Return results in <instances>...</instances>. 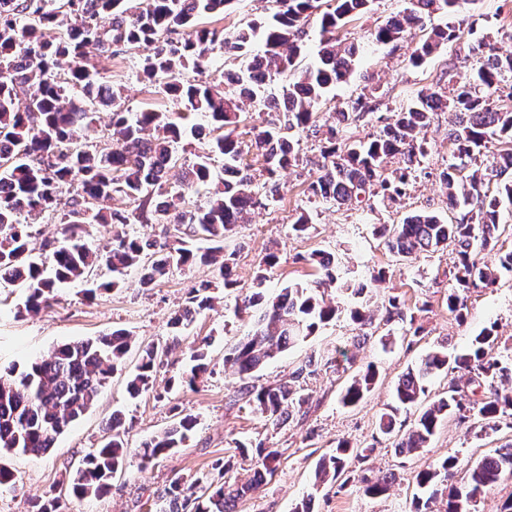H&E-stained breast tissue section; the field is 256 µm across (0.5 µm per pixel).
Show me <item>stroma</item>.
Masks as SVG:
<instances>
[{"instance_id":"obj_1","label":"stroma","mask_w":512,"mask_h":512,"mask_svg":"<svg viewBox=\"0 0 512 512\" xmlns=\"http://www.w3.org/2000/svg\"><path fill=\"white\" fill-rule=\"evenodd\" d=\"M409 0H374L370 10L346 27L347 37L365 45L349 81L333 90L319 107L333 111L360 93L372 96L377 109L350 125L347 138L364 140L376 133L383 119L415 100L423 89L439 88V80L449 67L468 73L475 59L467 55L468 43L489 36L500 54L512 53V0H473L466 10L472 20L463 25L456 41L441 46L418 69L407 67L406 58L426 31L443 26L438 13L425 17L423 29L413 31L410 40L391 44L373 42L370 33L389 16L408 8ZM272 13L270 0H233L221 15H206L201 25L227 32ZM141 53L126 48L120 55L97 58V68L110 83L123 89V103L130 111L145 108L173 110V103L140 79ZM451 127L448 113H438L426 133L428 153L423 160L426 176L412 182L400 207H392L379 197L337 206L312 197L309 185L320 174L323 162L321 142L301 139L299 166L283 171L276 182L278 190L267 206L252 212L248 223L237 225L224 238L225 251L235 253L233 270L236 288H217L214 309L198 314L181 334H174L169 319L188 301L192 289L212 282L213 267L199 265L175 270L154 288L139 286L140 274L130 271L119 288L89 299L87 287L111 280L103 266L95 268L89 281H75L57 290V300L37 314L22 313V288L0 282V370L24 365L46 355L57 345L92 338L123 328L136 342L170 344L171 350L158 365L154 388L130 398L127 382L137 365V351H130L125 364L112 375L97 402L77 422L61 434L54 448L34 456L20 452L0 455V465L10 469L13 484L0 488V512H34V505L47 492L60 488L82 458L99 447L106 437L105 422L113 412H121L128 454L124 468L112 480L103 496L69 498L68 512H149L157 496L176 478L209 473L219 459L230 461V476L243 481L250 477V462L242 458L239 445L276 449L279 465L275 475L258 492L239 501L236 512H293L306 495H313L316 512H410L416 487L412 474L447 457L457 462L448 478L459 483L466 470L493 448L512 441V430L487 435L444 421L428 448L414 456L395 455L390 443L379 432V417L393 403V388L407 367L417 362L439 343L449 348H465L473 336L495 326L501 344L495 355L512 360V273L501 272L498 284L489 290L471 292L464 320L448 311L450 270L455 261L452 251L432 257L406 260L388 251L377 229L382 224H398L417 211H427L443 221L458 218L449 209L448 198L439 181L440 172L452 162ZM308 216L309 228L302 234L291 231L300 216ZM277 248L279 264L266 293L298 282L313 285L318 275L305 258L321 251L334 258L342 275L366 283V298L374 312L372 325L360 328L349 318L356 298L329 289L326 298L339 307L336 320L321 326L309 339L298 342L270 360L258 373L261 383L288 380L292 371L311 353L332 359L346 351L350 361L344 370L335 365L322 367L309 378L305 391L310 400L301 411L278 428L272 427L244 403H231L239 379L225 366L228 347L247 333L248 318L235 313L237 299L254 291V269L269 248ZM397 297L407 314L420 325L419 335L406 334V325L387 318L385 303ZM392 342L382 345V335ZM208 341L210 373L194 388H177L173 382L188 369L193 350ZM374 366L377 378L363 401L353 407L340 403L339 392L353 376ZM188 414L197 424L182 448L141 468L137 450L140 444L169 425L176 414ZM354 447H372L362 468L369 478L388 474L395 481L385 496L369 498L358 484L346 487L326 484L313 487L317 461L334 452L340 440Z\"/></svg>"}]
</instances>
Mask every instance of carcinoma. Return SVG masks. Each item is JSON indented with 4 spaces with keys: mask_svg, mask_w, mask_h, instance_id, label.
Instances as JSON below:
<instances>
[{
    "mask_svg": "<svg viewBox=\"0 0 512 512\" xmlns=\"http://www.w3.org/2000/svg\"><path fill=\"white\" fill-rule=\"evenodd\" d=\"M371 2L326 0L322 10L320 0H275L266 20L223 33L201 26L199 18L224 13L232 0H0V281L24 285L28 313L48 306L58 285L83 280L100 265L112 270V280L87 290L90 298L118 287L130 269L142 271L141 287L153 288L171 269L197 264L214 266L222 285L232 288L235 253L223 252L221 242L250 210L267 206L272 197L239 169L244 146L237 129L248 104L259 100L277 113V121L256 133L250 144L270 179L297 162L301 134L324 135V163L309 190L337 205L377 195L401 202L427 154L425 130L435 114L447 112L457 122L450 140L460 163L448 164L439 179L449 208L460 211V217L444 223L433 214L416 212L400 224L381 225L379 234L388 250L403 258L452 248L456 260L448 311L463 320L467 293L493 288L500 271L512 272V249L498 248L501 199L512 202V181L498 183L512 172V104L499 103L504 84L512 80V55L497 54L488 39L468 47L478 66L465 77L448 74L450 91H421L367 141L338 146V134L371 109L369 97L361 94L322 124L316 109L354 72L363 46L347 38L344 28ZM469 2L410 0V8L385 20L371 38L379 44L400 42L429 14L451 17L453 23L434 29L410 52L407 66L419 68L440 45L459 38ZM314 13L321 33L318 62L289 83L282 98L268 95L272 77L295 69L304 26ZM217 43L224 45L225 54L247 58L233 81L181 79L188 69L204 74ZM122 45L142 49L144 81L175 99L178 111H124L122 88L102 82L92 63L96 56L114 55V48ZM101 108L112 109L107 147L94 144V112ZM204 125L210 133L207 149L194 154L181 177L168 179L180 164L176 146L188 137L200 138ZM494 140L502 149L482 167L468 170L467 160L477 159ZM397 156L403 165L386 171L388 160ZM65 185L72 187L69 210L47 263L29 250L30 219L53 212ZM199 185H210L212 191L195 204L190 195ZM116 196L136 207L112 209ZM86 224H116L123 230L100 253L85 239ZM131 224L140 225L141 231L125 230ZM151 224L172 226L175 243H158L144 231ZM202 241L212 246H193ZM306 261L319 269L315 287L293 283L269 296L263 286L278 257L269 253L262 258L254 277L257 290L237 305L250 314L251 330L225 356L240 381L234 401L245 402L273 426L308 402L302 382L317 372L322 357L309 355L292 371L289 383L257 386L253 373L336 319L338 309L324 300L326 289L337 286L357 297L367 290L366 284L341 276L321 252ZM210 289L206 284L195 291L189 305L171 318V327H187L211 308ZM497 347L498 335L490 327L474 336L462 353L452 354L443 346L407 368L394 388L397 405L379 419V431L391 440L396 454L408 456L427 447L446 419L481 432H497L503 425L512 429V395L498 388V383L512 381V366L493 356ZM131 348L130 333L117 329L61 344L20 370L0 373V452L38 456L54 447L58 436L92 406ZM168 350L155 343L139 348L136 373L127 384L131 396L152 388L154 368ZM192 360L190 373L180 380L190 388L209 370L203 349L195 350ZM443 371L451 375L448 390L431 399L429 383ZM375 375L368 367L341 392V402L360 403ZM412 410L416 416L402 435L400 412ZM195 423L190 415L179 417L142 443L141 467L182 447ZM121 426L117 413L105 423L106 442L82 458L68 481V495L83 498L109 491L126 461ZM372 451L371 446L355 449L338 442L335 452L316 465V485L331 478L345 486L354 479L366 496L386 495L393 477L372 480L349 466ZM277 461L276 450L259 445L251 459L252 475L244 483L205 474L187 485L178 478L158 496L156 512H236L238 500L266 484ZM455 467L449 457L412 475L419 488L430 490L427 499H413V512H423L439 495L447 498L446 512H474L477 497L512 475V443L481 457L460 485L450 487L446 481ZM34 512H67L66 499L52 492L34 505Z\"/></svg>",
    "mask_w": 512,
    "mask_h": 512,
    "instance_id": "cac0c4a2",
    "label": "carcinoma"
}]
</instances>
